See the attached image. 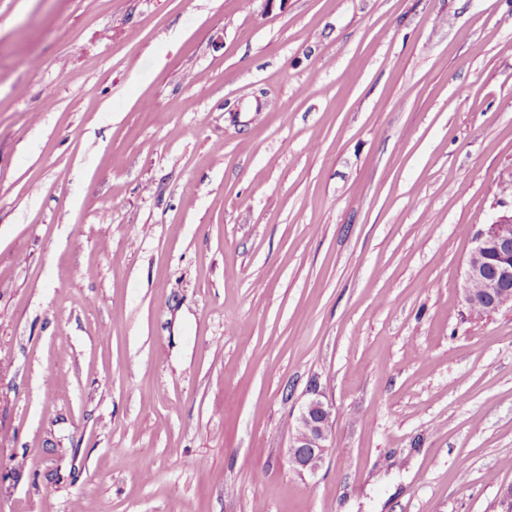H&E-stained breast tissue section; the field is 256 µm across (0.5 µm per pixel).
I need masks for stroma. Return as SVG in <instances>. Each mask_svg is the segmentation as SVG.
Here are the masks:
<instances>
[{
    "label": "stroma",
    "mask_w": 512,
    "mask_h": 512,
    "mask_svg": "<svg viewBox=\"0 0 512 512\" xmlns=\"http://www.w3.org/2000/svg\"><path fill=\"white\" fill-rule=\"evenodd\" d=\"M510 171L512 0H0V512H500ZM510 202H499L493 221L483 224L472 238L473 247L466 263L461 285L464 299L471 304V289L474 285L476 303L471 312L482 316V288L492 303L489 313L504 307H512V193ZM493 254L494 258L490 259ZM489 260H493L489 269ZM509 288V290H507ZM307 395L296 417L302 435H291L288 456L296 471L314 474L332 447L333 408L316 382L310 384Z\"/></svg>",
    "instance_id": "1"
}]
</instances>
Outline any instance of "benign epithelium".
Instances as JSON below:
<instances>
[{
	"instance_id": "7a95c632",
	"label": "benign epithelium",
	"mask_w": 512,
	"mask_h": 512,
	"mask_svg": "<svg viewBox=\"0 0 512 512\" xmlns=\"http://www.w3.org/2000/svg\"><path fill=\"white\" fill-rule=\"evenodd\" d=\"M493 221L482 225L472 238L473 247L466 263L462 292L466 303H471V289L478 283L492 303V313L512 307V201L498 204ZM300 435H291L288 456L292 467L301 474L317 471L326 452L332 447V404L313 383L307 390V399L296 417Z\"/></svg>"
}]
</instances>
